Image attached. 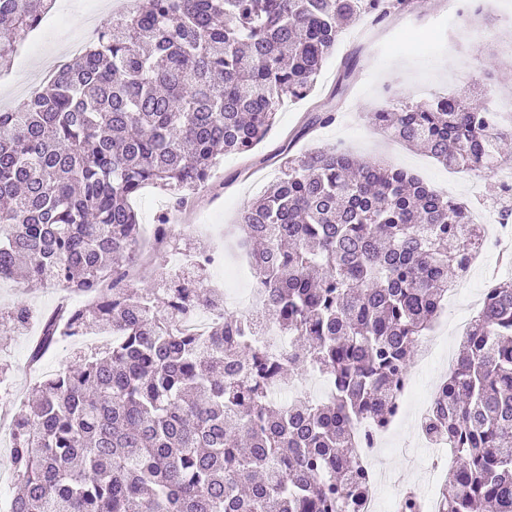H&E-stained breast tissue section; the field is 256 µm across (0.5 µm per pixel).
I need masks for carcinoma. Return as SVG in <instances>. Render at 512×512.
<instances>
[{
	"mask_svg": "<svg viewBox=\"0 0 512 512\" xmlns=\"http://www.w3.org/2000/svg\"><path fill=\"white\" fill-rule=\"evenodd\" d=\"M135 2L0 112V281L93 299L40 317L30 363L64 339H112L8 418L11 512H351L367 491L352 425L395 416L421 338L483 243L467 206L378 160L284 150L240 218L263 316L289 339L277 352L203 286L204 246L186 269H159L162 288H127L141 256L131 201L151 186L186 203L220 157L252 154L281 105L311 95L347 24L411 0ZM54 3L0 0V70ZM483 99H401L372 120L450 169L492 171L512 132ZM201 310L207 335L174 326ZM35 318L0 311V336ZM291 372L334 392L280 405L272 391ZM422 430L455 458L441 512H512V286L488 288Z\"/></svg>",
	"mask_w": 512,
	"mask_h": 512,
	"instance_id": "1",
	"label": "carcinoma"
}]
</instances>
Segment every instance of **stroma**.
Here are the masks:
<instances>
[{
    "label": "stroma",
    "instance_id": "1",
    "mask_svg": "<svg viewBox=\"0 0 512 512\" xmlns=\"http://www.w3.org/2000/svg\"><path fill=\"white\" fill-rule=\"evenodd\" d=\"M106 3L56 0L54 8L19 48L8 72L0 75V109L16 105L45 86L55 72L51 63L55 51L61 48L66 57H73L76 39L93 24L111 17ZM446 17L443 9L428 4L405 24L393 15L372 26L363 18L348 26L323 64L312 94L285 102L254 158L227 155L220 160L208 185L194 194L191 210L183 215L186 223L196 225V232L151 252L150 262L171 265L179 253L204 243L224 262L220 268L207 267L205 284L220 283L225 292L247 294L251 279L241 278L231 284L222 281L224 267L234 266L242 257L236 237L226 228L236 223L239 212L277 179V156L286 144L296 154L339 147L364 158L383 160L391 168L418 177L430 188L467 203L474 215L482 211L493 215L511 205L500 195L496 175L450 171L420 150L385 137L370 121L371 112L393 94L421 104L437 93L475 86L512 102V53L503 50L504 45L512 44V0H486L482 15L461 19L455 28L446 27ZM340 78L345 81V91L338 98L334 89ZM330 109L336 112L333 124L307 137H297L307 113ZM493 279L512 281V260L497 248L486 259L472 264L457 282L476 295ZM69 299L77 304L85 301L84 296L67 295L57 286L21 282L0 285V306L23 302L40 316L52 313ZM38 331L34 324L28 334L0 340V363L8 365L14 385L12 397L0 398V415H11L36 381L74 360V345L63 343L47 352L39 367H32L31 337ZM420 434L419 423L407 418L396 427L393 439L410 442L409 453L399 456L380 448L371 458L376 470L393 472L396 492L418 493L428 483L446 480L451 458H441L435 467H426L424 451L417 446Z\"/></svg>",
    "mask_w": 512,
    "mask_h": 512
}]
</instances>
